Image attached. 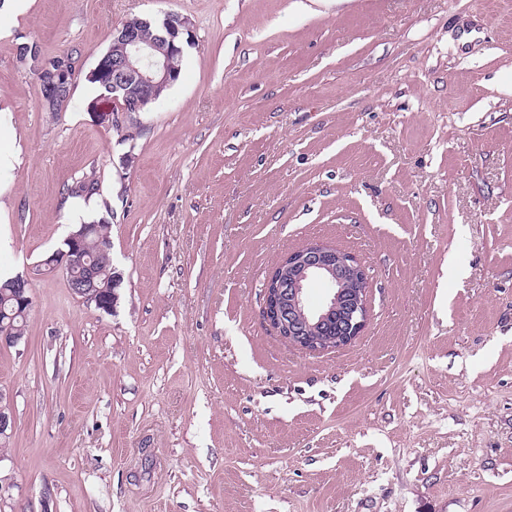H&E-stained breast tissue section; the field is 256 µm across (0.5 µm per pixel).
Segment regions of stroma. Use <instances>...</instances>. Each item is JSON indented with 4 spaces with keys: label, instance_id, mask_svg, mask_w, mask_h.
<instances>
[{
    "label": "stroma",
    "instance_id": "1",
    "mask_svg": "<svg viewBox=\"0 0 512 512\" xmlns=\"http://www.w3.org/2000/svg\"><path fill=\"white\" fill-rule=\"evenodd\" d=\"M168 13L179 81L115 115L90 71ZM24 43L72 57L60 109ZM4 104L0 266L32 308L0 348V512H512V0H29L0 8ZM88 180L108 314L42 265ZM315 242L370 283L323 354L263 317ZM21 152L19 137L13 126L12 112L0 110V168H14L19 165ZM14 273L8 269L0 267V281L8 280L14 277ZM2 288H12L9 297L13 298L19 309L27 313L32 306V298L30 295L29 281L23 275H16L8 284Z\"/></svg>",
    "mask_w": 512,
    "mask_h": 512
}]
</instances>
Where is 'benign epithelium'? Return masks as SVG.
<instances>
[{
	"label": "benign epithelium",
	"mask_w": 512,
	"mask_h": 512,
	"mask_svg": "<svg viewBox=\"0 0 512 512\" xmlns=\"http://www.w3.org/2000/svg\"><path fill=\"white\" fill-rule=\"evenodd\" d=\"M143 19L139 24L126 22L112 32V45L103 54L88 79L100 83L107 94L102 100L112 104L114 112H132L138 116L162 98L179 75L174 60L183 54L184 35L189 32L187 20L167 14L155 25L159 34L145 38L143 28L152 25ZM97 225L80 224L63 241V248L47 256L42 265L49 270L63 268L70 285L83 302L104 313H111L116 293L95 289L96 266L85 261V248L96 235ZM314 280L331 285L324 303L312 308L306 290ZM6 287L9 297L27 312L32 306L29 281L15 276ZM369 282L365 269L352 254L333 246L314 243L284 256L267 277L264 288L263 316L268 324L289 344L309 352L325 348L312 339L317 330L340 304L349 317L347 335L336 338V348L351 345L360 336L368 320L366 294ZM22 337L14 332L12 317L0 320V348L14 347ZM14 416L0 395V441L14 432Z\"/></svg>",
	"instance_id": "benign-epithelium-1"
}]
</instances>
